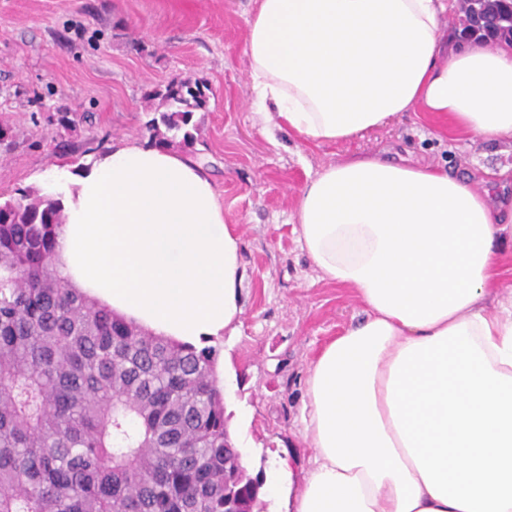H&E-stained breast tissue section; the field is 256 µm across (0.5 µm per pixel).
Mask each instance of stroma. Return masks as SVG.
<instances>
[{"label": "stroma", "mask_w": 512, "mask_h": 512, "mask_svg": "<svg viewBox=\"0 0 512 512\" xmlns=\"http://www.w3.org/2000/svg\"><path fill=\"white\" fill-rule=\"evenodd\" d=\"M254 0H0V122L14 135L0 150V195L41 188L38 176L77 163L89 138L103 147L146 143L149 98L173 81L204 82L207 105L185 156L209 172L228 223L242 239L243 314L238 335L216 344L230 355L224 402L243 421L232 427L249 475H267L276 453L294 469L311 453L300 409L311 361L363 315L344 288L319 276L292 224L301 188L323 166L351 154L424 161L458 178L512 164V144L437 136L418 112L332 146L285 130L266 135L251 107L243 54ZM62 112L91 123L67 130Z\"/></svg>", "instance_id": "35a3bbf8"}]
</instances>
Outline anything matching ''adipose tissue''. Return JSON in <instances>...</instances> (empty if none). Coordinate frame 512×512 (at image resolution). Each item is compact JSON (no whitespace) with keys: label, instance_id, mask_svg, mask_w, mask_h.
Segmentation results:
<instances>
[{"label":"adipose tissue","instance_id":"ef3b65f1","mask_svg":"<svg viewBox=\"0 0 512 512\" xmlns=\"http://www.w3.org/2000/svg\"><path fill=\"white\" fill-rule=\"evenodd\" d=\"M244 54L252 105L328 146L423 112L512 142V49L440 54L447 0H255ZM70 284L159 336L237 332L242 241L201 164L123 139L62 171ZM502 201L433 164L374 156L301 189L299 241L365 316L312 360L301 488L279 459L281 512H512V296L500 287Z\"/></svg>","mask_w":512,"mask_h":512}]
</instances>
